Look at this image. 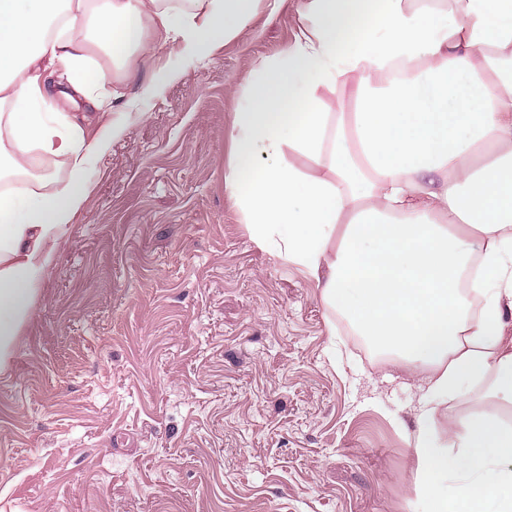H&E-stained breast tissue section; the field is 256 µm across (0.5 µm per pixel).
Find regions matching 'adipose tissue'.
<instances>
[{
  "label": "adipose tissue",
  "instance_id": "ef3b65f1",
  "mask_svg": "<svg viewBox=\"0 0 512 512\" xmlns=\"http://www.w3.org/2000/svg\"><path fill=\"white\" fill-rule=\"evenodd\" d=\"M289 2L287 49L230 90L227 197L256 245L421 376L425 512H484L512 489V0H0V370L90 165L127 129L120 85L159 48L206 59ZM97 53L112 67L89 83ZM336 91L352 112L327 110ZM451 398L484 407L442 437Z\"/></svg>",
  "mask_w": 512,
  "mask_h": 512
}]
</instances>
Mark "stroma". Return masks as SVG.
<instances>
[{
    "instance_id": "1",
    "label": "stroma",
    "mask_w": 512,
    "mask_h": 512,
    "mask_svg": "<svg viewBox=\"0 0 512 512\" xmlns=\"http://www.w3.org/2000/svg\"><path fill=\"white\" fill-rule=\"evenodd\" d=\"M259 14L142 99L0 371V512H421L405 362L259 248L224 189Z\"/></svg>"
}]
</instances>
